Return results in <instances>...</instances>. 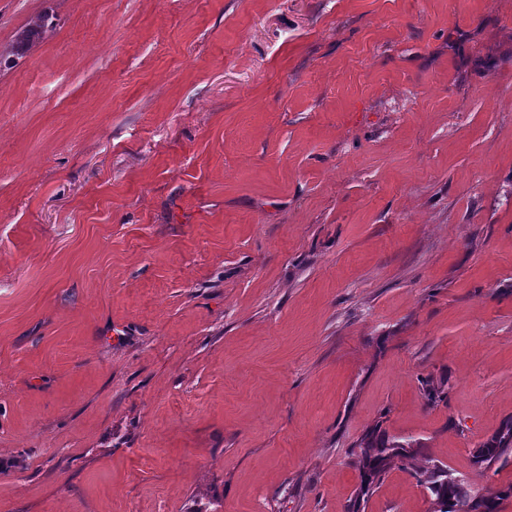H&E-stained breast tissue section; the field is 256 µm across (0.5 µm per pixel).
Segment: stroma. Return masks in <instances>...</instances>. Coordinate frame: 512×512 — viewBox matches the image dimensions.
Returning a JSON list of instances; mask_svg holds the SVG:
<instances>
[{"mask_svg":"<svg viewBox=\"0 0 512 512\" xmlns=\"http://www.w3.org/2000/svg\"><path fill=\"white\" fill-rule=\"evenodd\" d=\"M510 417L512 0H0V512H347L376 424L498 487ZM474 450H477L475 453ZM512 454V418L503 421L490 437L480 442L472 451L473 465L489 470L499 461H506Z\"/></svg>","mask_w":512,"mask_h":512,"instance_id":"35a3bbf8","label":"stroma"}]
</instances>
